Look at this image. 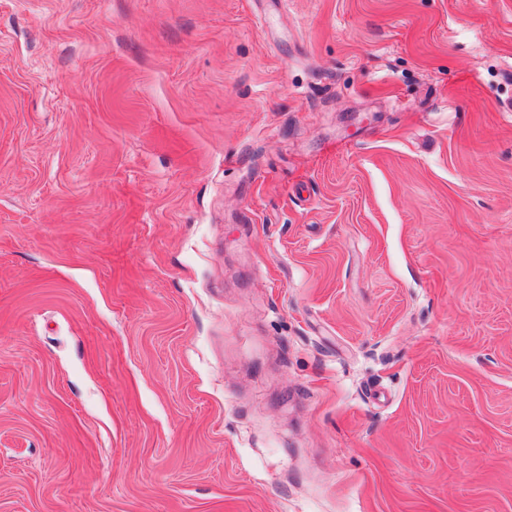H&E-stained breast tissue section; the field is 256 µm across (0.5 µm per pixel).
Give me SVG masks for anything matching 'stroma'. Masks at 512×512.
<instances>
[{
	"instance_id": "35a3bbf8",
	"label": "stroma",
	"mask_w": 512,
	"mask_h": 512,
	"mask_svg": "<svg viewBox=\"0 0 512 512\" xmlns=\"http://www.w3.org/2000/svg\"><path fill=\"white\" fill-rule=\"evenodd\" d=\"M0 512H512V0H0Z\"/></svg>"
}]
</instances>
